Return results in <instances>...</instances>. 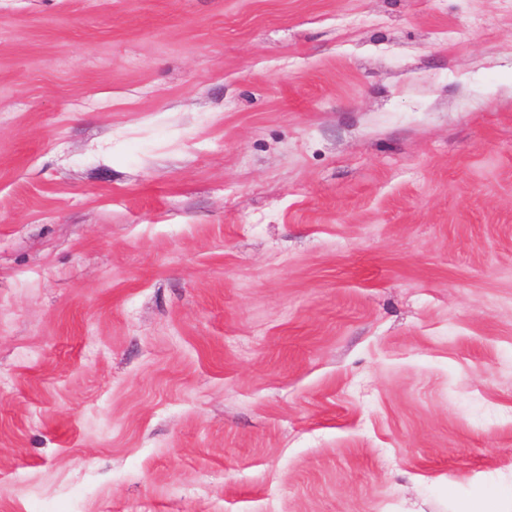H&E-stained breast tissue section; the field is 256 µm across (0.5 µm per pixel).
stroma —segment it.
I'll list each match as a JSON object with an SVG mask.
<instances>
[{"label":"stroma","mask_w":512,"mask_h":512,"mask_svg":"<svg viewBox=\"0 0 512 512\" xmlns=\"http://www.w3.org/2000/svg\"><path fill=\"white\" fill-rule=\"evenodd\" d=\"M0 512H512V0H0Z\"/></svg>","instance_id":"35a3bbf8"}]
</instances>
